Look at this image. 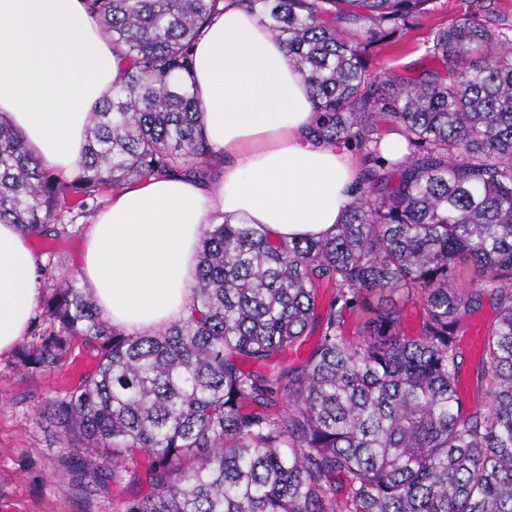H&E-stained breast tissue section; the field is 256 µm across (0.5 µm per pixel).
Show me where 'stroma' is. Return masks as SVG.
Segmentation results:
<instances>
[{"instance_id": "1", "label": "stroma", "mask_w": 512, "mask_h": 512, "mask_svg": "<svg viewBox=\"0 0 512 512\" xmlns=\"http://www.w3.org/2000/svg\"><path fill=\"white\" fill-rule=\"evenodd\" d=\"M465 18L493 30L511 25L512 0H437L436 11L399 42L370 56L371 74L417 77L433 64L425 55L429 31ZM93 222V217L78 216L67 234L31 238L32 248L44 259L43 277L79 279L80 256ZM73 373L69 366L31 372L15 366L13 357H0V512H117L121 489L89 500L54 472L63 445L38 412L57 383Z\"/></svg>"}]
</instances>
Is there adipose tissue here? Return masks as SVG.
Here are the masks:
<instances>
[{
    "label": "adipose tissue",
    "instance_id": "1",
    "mask_svg": "<svg viewBox=\"0 0 512 512\" xmlns=\"http://www.w3.org/2000/svg\"><path fill=\"white\" fill-rule=\"evenodd\" d=\"M118 63L86 0H0V121L19 129L49 170L73 178L90 113ZM194 84L209 144L224 155L212 187L149 179L113 193L92 224L81 277L102 317L132 336L188 317L197 253L220 214L284 241L342 223L359 168L339 145L306 140L314 112L284 44L234 6L213 16L195 49ZM42 258L0 223V355L27 335Z\"/></svg>",
    "mask_w": 512,
    "mask_h": 512
}]
</instances>
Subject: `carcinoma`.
Returning <instances> with one entry per match:
<instances>
[{
  "label": "carcinoma",
  "instance_id": "obj_1",
  "mask_svg": "<svg viewBox=\"0 0 512 512\" xmlns=\"http://www.w3.org/2000/svg\"><path fill=\"white\" fill-rule=\"evenodd\" d=\"M226 1L284 43L314 101L308 137L356 149L359 180L328 238L208 225L190 315L152 334L52 284L19 366L79 345L95 359L39 411L68 448L57 474L88 497L123 487L120 512H512V27L434 29L441 69L404 83L368 58L435 0H88L118 81L71 180L0 122V223L56 236L70 198L88 215L142 180H212L224 156L189 77ZM393 294L418 308L416 334ZM486 297L474 405L460 342Z\"/></svg>",
  "mask_w": 512,
  "mask_h": 512
}]
</instances>
